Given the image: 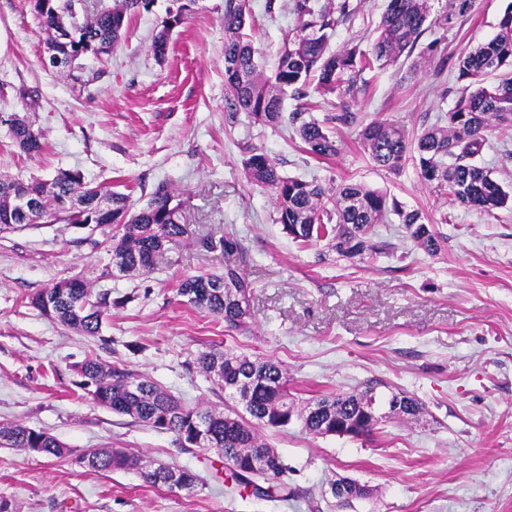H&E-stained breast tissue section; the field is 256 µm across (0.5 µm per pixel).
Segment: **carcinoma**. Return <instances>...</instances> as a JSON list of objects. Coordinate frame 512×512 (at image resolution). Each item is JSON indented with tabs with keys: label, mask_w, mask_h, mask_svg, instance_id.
Wrapping results in <instances>:
<instances>
[{
	"label": "carcinoma",
	"mask_w": 512,
	"mask_h": 512,
	"mask_svg": "<svg viewBox=\"0 0 512 512\" xmlns=\"http://www.w3.org/2000/svg\"><path fill=\"white\" fill-rule=\"evenodd\" d=\"M85 0H31L42 20L49 41L64 36L60 67L83 69L82 60L93 56L103 60L121 40L125 22L151 0H115L100 10L84 6ZM297 26L295 36L286 41L275 74L264 77L259 69L257 50L243 29L249 16V0H224V81L231 108L244 112L253 123L276 124L282 120V96L287 90L307 95L311 74H317V91L339 100L356 99L361 91L358 76L374 67L398 63L420 50V57L432 58L440 39L425 46L420 39L436 21L430 18L427 0H388L371 50L354 45L337 52L328 51L329 31L346 20L355 8L350 0H340L336 12L315 7L313 0H294ZM173 26L161 22L153 36L155 55L167 51ZM457 80L466 83L465 93L448 113V125H434L418 136L407 134L386 121L374 120L359 133V144L379 167L396 172L407 161L419 170L422 182L459 205L483 212L512 206V190L505 189L492 172L477 164L486 145L485 133L500 126L512 130V3L498 22V32L457 63ZM307 153L328 160L340 153L339 141L331 137L319 121L304 118V112L289 115ZM14 143L31 154L43 149L42 135L35 132L25 117L14 113L7 120ZM244 167L250 181L271 190L277 205L276 223L292 239L303 244L326 242L329 250L342 259L372 263L386 253L389 244L374 240L375 227L393 214L402 224L404 236L427 253L440 248V235L418 209H408L395 198L363 184L343 180L323 187L282 176L265 153L245 147ZM10 176H0V232L23 223L12 216V204L1 192ZM80 172L63 170L49 180L31 178L28 184L38 197L46 221L66 224H110L112 269L102 276L128 275L154 268L167 243L184 236L180 211L168 206L173 191L166 182L157 184L150 200L138 212L130 211V194L112 188L99 189L110 200L112 211H98L82 191ZM67 200L77 206L63 207ZM200 247L207 252L224 253V272L184 278L177 293L184 302L202 312L224 320V327L237 330L251 317L252 283L245 277L248 253L236 232L203 237ZM29 304L79 333L98 336L105 314L112 307L111 294L96 291L79 278L64 279L33 295ZM193 365L205 374L217 376L222 390L239 393L242 409L227 407L215 411L190 407L160 385L128 368L107 365L87 357L75 365L78 387L94 389L96 404L125 415L160 432H172L186 447L206 448L224 458L232 478L254 485L255 492L268 498L289 500L293 492L280 483L266 489L253 484L250 471L266 468L274 477L285 472V465L263 442L257 427L286 429L295 421L314 436L369 434L374 425L365 420L370 402L381 403L373 386L365 390L319 395L298 406L289 390L288 373L272 358L254 359L236 355L221 347L201 351ZM407 403L398 417L417 419L423 404L406 394ZM0 447L40 448L48 456L61 458L69 453L56 438L22 423H0ZM94 471L127 469L137 460L119 448H95L92 458L78 459ZM178 472L172 480V472ZM146 482L169 489L191 490L197 476L186 468L168 465L150 467Z\"/></svg>",
	"instance_id": "obj_1"
}]
</instances>
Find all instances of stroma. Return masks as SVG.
<instances>
[{
  "label": "stroma",
  "mask_w": 512,
  "mask_h": 512,
  "mask_svg": "<svg viewBox=\"0 0 512 512\" xmlns=\"http://www.w3.org/2000/svg\"><path fill=\"white\" fill-rule=\"evenodd\" d=\"M252 0L246 31L264 71H272L293 35V0ZM512 0H475L444 28L448 59L412 55L362 74L363 91L348 109L357 124L336 125L335 96L309 91L283 96L284 113L304 110L341 143L334 159L308 155L289 122L254 124L233 112L224 91V0H194L170 35L164 59L150 49L174 0H152L131 18L107 60L83 59L79 75L44 66L47 35L30 0H0V116L27 115L43 136L27 154L0 124V174L50 178L80 171L86 182L129 185L133 209L156 184L175 193L187 224L154 270L104 276L112 263L108 224H36L0 232V421L45 431L71 451L64 458L0 448V501L10 512H512V209H466L437 195L413 164L377 168L358 143L362 124L395 123L418 135L446 123L463 91L460 55L491 39ZM386 0H361L332 32L330 50L370 49ZM37 88L31 106L16 95ZM268 155L281 175L330 185L363 183L422 211L441 237L430 254L393 225L379 232L392 247L374 264L343 260L325 244L300 247L276 224L269 190L249 182L246 146ZM479 164L512 187V137L487 134ZM235 228L249 254L254 286L247 329L185 305V277L222 273L220 252L199 239ZM79 277L111 291L100 337L85 336L29 304L35 292ZM220 346L270 357L288 372L295 397L375 386L378 395L418 398L419 419H381L362 439L313 436L300 424L263 430L287 466L295 500L246 490L225 494L229 465L212 452L183 447L159 432L95 404L75 385V363L87 355L127 365L189 405L223 408L226 396L190 365ZM122 448L143 462L184 467L194 490L154 487L138 471L95 472L76 463L88 448ZM347 477L367 496L336 499L330 485Z\"/></svg>",
  "instance_id": "35a3bbf8"
}]
</instances>
